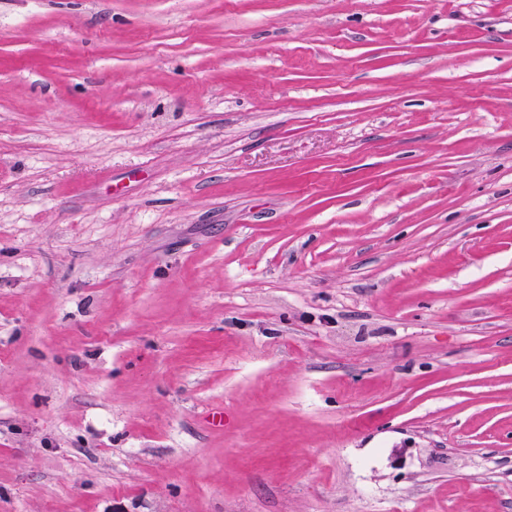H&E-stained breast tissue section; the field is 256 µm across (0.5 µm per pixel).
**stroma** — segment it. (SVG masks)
I'll use <instances>...</instances> for the list:
<instances>
[{
    "label": "stroma",
    "mask_w": 512,
    "mask_h": 512,
    "mask_svg": "<svg viewBox=\"0 0 512 512\" xmlns=\"http://www.w3.org/2000/svg\"><path fill=\"white\" fill-rule=\"evenodd\" d=\"M0 512H512V0H0Z\"/></svg>",
    "instance_id": "stroma-1"
}]
</instances>
